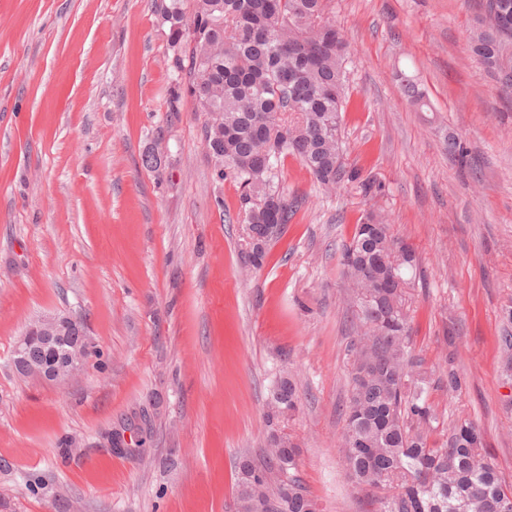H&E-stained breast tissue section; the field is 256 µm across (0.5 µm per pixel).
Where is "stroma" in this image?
<instances>
[{"label":"stroma","mask_w":512,"mask_h":512,"mask_svg":"<svg viewBox=\"0 0 512 512\" xmlns=\"http://www.w3.org/2000/svg\"><path fill=\"white\" fill-rule=\"evenodd\" d=\"M168 2L0 0V512H236L238 462L265 447L283 375L298 409L281 427L320 512H380L338 448L356 311L338 258L372 211L416 254L413 356L461 378L431 391V446L470 419L512 484V96L471 50L483 0H326L351 44L346 162L383 190L330 192L285 158L297 210L257 269L241 189L174 80ZM53 313L94 346L63 385L11 364L26 325ZM133 422L139 451L117 452Z\"/></svg>","instance_id":"35a3bbf8"}]
</instances>
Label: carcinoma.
<instances>
[{
	"mask_svg": "<svg viewBox=\"0 0 512 512\" xmlns=\"http://www.w3.org/2000/svg\"><path fill=\"white\" fill-rule=\"evenodd\" d=\"M325 0H197L184 22L182 0L164 8L178 88L206 114L204 142L224 176L241 187L244 253L263 264L294 211L278 186V165L297 158L326 190L356 186L365 198L381 186L348 167L343 148L349 43L325 17ZM472 49L512 95V0H485ZM356 300L352 390L339 448L355 482L379 497L381 512H512V485L488 461L476 426L460 420L448 447L432 448L438 415L430 379L410 352L407 273L415 252L398 244L384 217L370 212L340 257ZM297 387L280 378L268 402L269 422L296 410ZM300 450L273 429L259 461L241 460L237 512H270L278 498L288 512H318L298 479Z\"/></svg>",
	"mask_w": 512,
	"mask_h": 512,
	"instance_id": "carcinoma-1",
	"label": "carcinoma"
}]
</instances>
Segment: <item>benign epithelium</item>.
<instances>
[{
    "label": "benign epithelium",
    "mask_w": 512,
    "mask_h": 512,
    "mask_svg": "<svg viewBox=\"0 0 512 512\" xmlns=\"http://www.w3.org/2000/svg\"><path fill=\"white\" fill-rule=\"evenodd\" d=\"M77 320L70 316H41L34 319L13 351L16 373L48 383L65 382L80 372L91 353L86 331L69 335Z\"/></svg>",
    "instance_id": "obj_1"
}]
</instances>
